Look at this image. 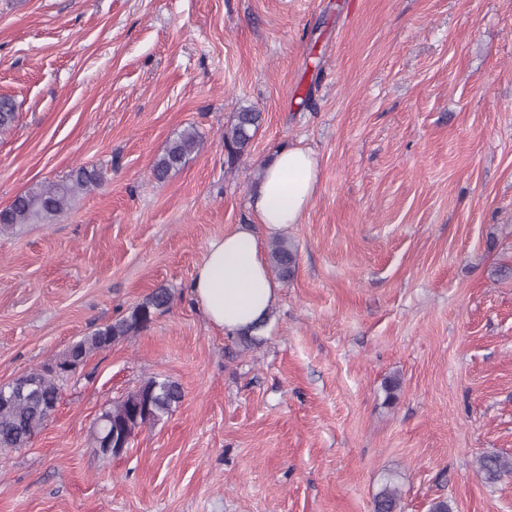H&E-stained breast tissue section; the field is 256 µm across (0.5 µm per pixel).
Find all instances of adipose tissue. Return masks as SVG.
<instances>
[{
	"mask_svg": "<svg viewBox=\"0 0 512 512\" xmlns=\"http://www.w3.org/2000/svg\"><path fill=\"white\" fill-rule=\"evenodd\" d=\"M318 183V162L300 148H285L265 166L252 195V208L268 232L300 223ZM278 285L251 227L237 224L213 239L198 265L192 295L208 321L239 334L264 320Z\"/></svg>",
	"mask_w": 512,
	"mask_h": 512,
	"instance_id": "obj_1",
	"label": "adipose tissue"
}]
</instances>
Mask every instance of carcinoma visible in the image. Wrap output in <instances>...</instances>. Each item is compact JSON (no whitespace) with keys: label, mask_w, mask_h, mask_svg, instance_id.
<instances>
[{"label":"carcinoma","mask_w":512,"mask_h":512,"mask_svg":"<svg viewBox=\"0 0 512 512\" xmlns=\"http://www.w3.org/2000/svg\"><path fill=\"white\" fill-rule=\"evenodd\" d=\"M17 118L14 99L0 96V134L9 130ZM262 114L245 107L224 127V146L233 156L250 147ZM203 139L194 127H188L171 139L162 155L152 165V177L161 182L180 169L190 155L199 151ZM102 173L95 168L79 166L58 182L36 183L17 195L10 205L0 209V233L24 224H49L68 209L79 195L99 187ZM271 267L282 278L292 273L295 246L277 238L270 244ZM172 294L156 288L138 303L130 314L98 327L73 343L56 367H43L21 376L20 381L0 385V450L27 446L33 435L55 412L61 396V368L83 364L94 352L106 350L117 341L147 327L154 317L167 311ZM183 398L180 385L169 379L150 377L136 390L116 401L99 416L94 443L104 455L114 454L107 444L113 431L133 439L146 426L159 422L179 405ZM479 470L488 483L512 473V458L488 454L479 458ZM400 492L397 484L386 480L374 498V512H397Z\"/></svg>","instance_id":"cac0c4a2"}]
</instances>
